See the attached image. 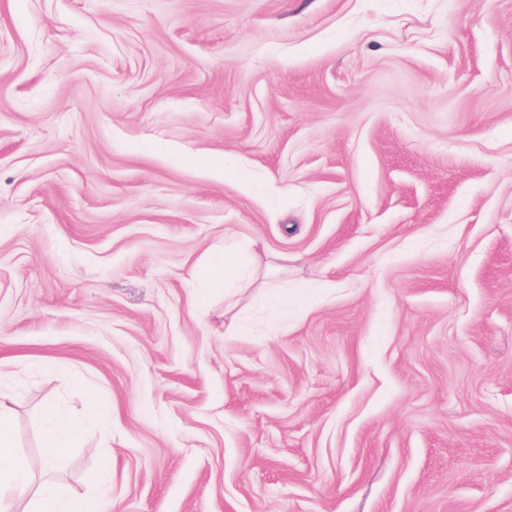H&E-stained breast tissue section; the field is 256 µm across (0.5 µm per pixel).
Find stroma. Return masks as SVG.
<instances>
[{"label":"stroma","mask_w":512,"mask_h":512,"mask_svg":"<svg viewBox=\"0 0 512 512\" xmlns=\"http://www.w3.org/2000/svg\"><path fill=\"white\" fill-rule=\"evenodd\" d=\"M0 392L101 512H512V0H0ZM46 415L49 425L44 432L41 447L46 460L53 462L76 442L78 430L74 425L62 422L51 409H47Z\"/></svg>","instance_id":"1"}]
</instances>
